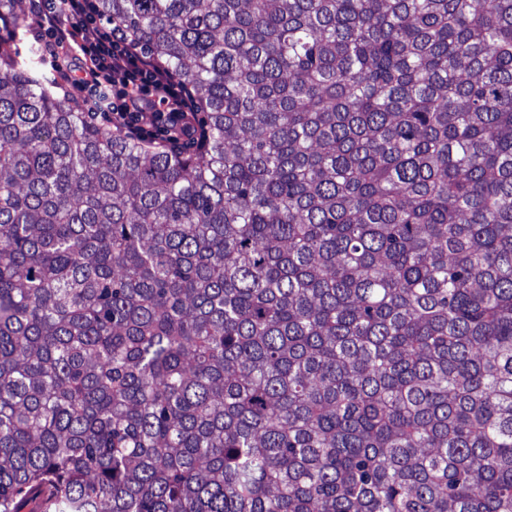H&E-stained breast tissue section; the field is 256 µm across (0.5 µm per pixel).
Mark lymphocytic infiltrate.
I'll return each instance as SVG.
<instances>
[{"instance_id":"lymphocytic-infiltrate-1","label":"lymphocytic infiltrate","mask_w":512,"mask_h":512,"mask_svg":"<svg viewBox=\"0 0 512 512\" xmlns=\"http://www.w3.org/2000/svg\"><path fill=\"white\" fill-rule=\"evenodd\" d=\"M33 2L28 24L41 52L66 61L58 80L90 95L113 128L173 148L193 136L197 117L184 83L101 24L93 0Z\"/></svg>"}]
</instances>
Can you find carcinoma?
<instances>
[{
	"label": "carcinoma",
	"mask_w": 512,
	"mask_h": 512,
	"mask_svg": "<svg viewBox=\"0 0 512 512\" xmlns=\"http://www.w3.org/2000/svg\"><path fill=\"white\" fill-rule=\"evenodd\" d=\"M0 0V512H512V0H96L149 149Z\"/></svg>",
	"instance_id": "cac0c4a2"
}]
</instances>
